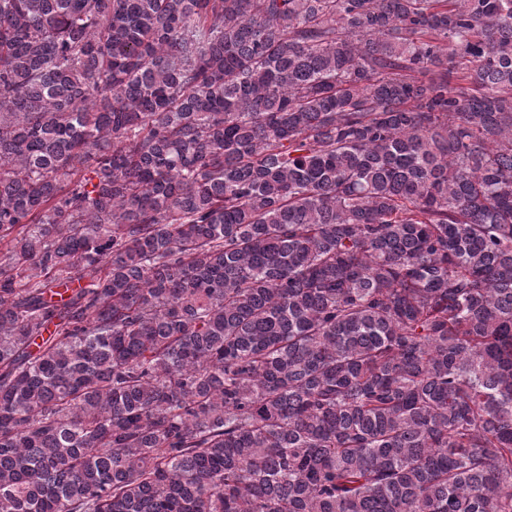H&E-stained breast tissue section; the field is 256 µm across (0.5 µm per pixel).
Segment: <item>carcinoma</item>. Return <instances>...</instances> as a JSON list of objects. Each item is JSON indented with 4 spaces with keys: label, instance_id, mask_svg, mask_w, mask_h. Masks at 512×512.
Returning <instances> with one entry per match:
<instances>
[{
    "label": "carcinoma",
    "instance_id": "obj_1",
    "mask_svg": "<svg viewBox=\"0 0 512 512\" xmlns=\"http://www.w3.org/2000/svg\"><path fill=\"white\" fill-rule=\"evenodd\" d=\"M0 512H512V0H0Z\"/></svg>",
    "mask_w": 512,
    "mask_h": 512
}]
</instances>
